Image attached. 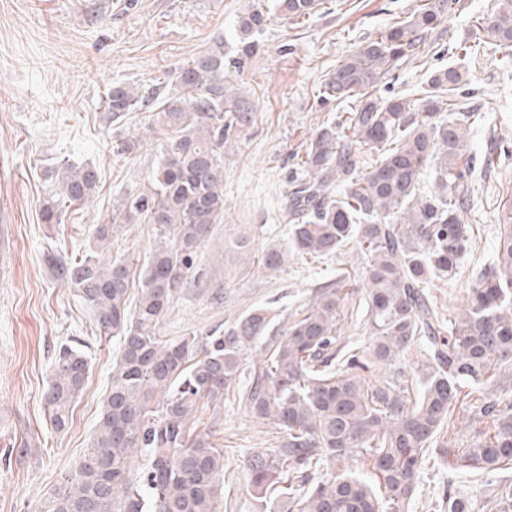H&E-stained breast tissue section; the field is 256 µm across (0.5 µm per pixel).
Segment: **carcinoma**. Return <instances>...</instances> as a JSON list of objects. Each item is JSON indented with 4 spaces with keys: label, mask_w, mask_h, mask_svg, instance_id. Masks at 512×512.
Wrapping results in <instances>:
<instances>
[{
    "label": "carcinoma",
    "mask_w": 512,
    "mask_h": 512,
    "mask_svg": "<svg viewBox=\"0 0 512 512\" xmlns=\"http://www.w3.org/2000/svg\"><path fill=\"white\" fill-rule=\"evenodd\" d=\"M320 0H276L290 22L310 19ZM456 0H422L407 19L384 28L326 79L320 104L348 103L312 137L303 159L307 178L290 194L288 248H273L263 270L281 271L288 254L325 258L353 243L362 263L368 338L359 348L340 343L351 277L315 291L312 303L275 331L272 309L256 307L221 336L157 335L175 295L196 281L194 257L224 221V143L228 131L250 121L248 101L224 84L259 50L247 38L265 25L259 7L240 17L239 57L224 66V44L167 72L153 88L114 85L105 104L117 121L155 104L165 132L147 185L112 204L111 222L93 232L91 254L58 259L54 274L92 310L97 332L118 336L121 349L91 446L63 489L42 512H218L224 488V449L197 430L198 413L221 425L232 395L255 418L282 434L272 453L250 463L251 483L290 512H410L428 451L441 437L463 396L484 401L491 426L468 448L441 445L456 470L494 475L512 469V410L489 396L501 393L512 371V209L502 211L492 261L475 273L457 319L439 312L425 292L450 281L471 250L463 220L475 171L467 133L484 115L459 106L465 85L455 66L432 71L419 98L384 96L382 84L416 63L428 35ZM495 47L512 56V0H497L492 16L477 19ZM374 154L363 172L357 155ZM432 185H419L426 170ZM40 209L43 224H60L70 206L94 192L95 168L65 164ZM157 226L159 243L138 271L106 255L124 224ZM265 339L261 360L237 382L251 344ZM43 392L50 425L66 433L89 374L88 360L63 345ZM361 459L367 473L345 463Z\"/></svg>",
    "instance_id": "1"
}]
</instances>
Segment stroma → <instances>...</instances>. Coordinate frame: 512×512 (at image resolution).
<instances>
[{
  "instance_id": "obj_1",
  "label": "stroma",
  "mask_w": 512,
  "mask_h": 512,
  "mask_svg": "<svg viewBox=\"0 0 512 512\" xmlns=\"http://www.w3.org/2000/svg\"><path fill=\"white\" fill-rule=\"evenodd\" d=\"M0 0V512H40L65 475L89 448L119 337L100 338L76 290L51 272L48 260L86 255L95 225L106 223L112 203L142 189L156 161L153 144L119 154L120 141L145 132L152 109L113 120L105 109L112 86L141 90L177 70L216 41L225 59L237 53L235 22L249 6L268 0ZM418 0H323L304 24L270 14L246 60L234 93L253 109L250 124L233 129L224 147V221L198 251L202 287L177 294L158 332L170 339L227 329L256 306L274 310L283 325L307 307L313 288L340 268L358 276L355 253L313 262L291 257L285 272L268 276L259 266L243 270L236 243L247 238L253 257L288 245L282 216L290 179L305 149L336 110L316 104L328 76L380 30L410 16ZM494 0H458L444 15L427 66L448 64V51L472 42L475 20L491 16ZM464 106L483 112L468 151L490 157L477 166L466 220L474 246L457 277L431 288L441 312H458L475 270L497 245L499 211L512 207V57L493 45L469 59ZM68 162L94 167L96 191L70 209L62 223L40 221L46 196L43 172ZM159 238L153 225L126 224L109 253L145 258ZM79 341L91 362L83 393L66 434L52 432L42 393L55 349ZM224 450V503L220 512H269L270 502L250 488L248 464L275 447L277 429L234 400L213 432ZM497 481L449 470L430 458L421 474L412 512H446L447 495L471 512H496Z\"/></svg>"
}]
</instances>
